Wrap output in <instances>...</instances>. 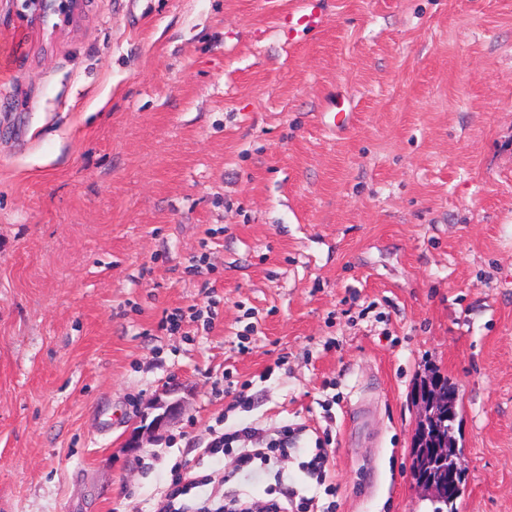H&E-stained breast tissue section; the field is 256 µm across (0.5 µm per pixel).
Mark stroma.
Wrapping results in <instances>:
<instances>
[{
    "label": "stroma",
    "mask_w": 512,
    "mask_h": 512,
    "mask_svg": "<svg viewBox=\"0 0 512 512\" xmlns=\"http://www.w3.org/2000/svg\"><path fill=\"white\" fill-rule=\"evenodd\" d=\"M433 366L457 512H512V0H0V512H156L180 460L264 499L203 456L221 418L304 426L278 467L323 503L299 464L331 434L336 512H423ZM33 24H44L57 17L63 24H72L84 13L87 0H23ZM431 380L436 384H440L441 388L446 390L448 394L443 390L437 389L426 404H420L421 410L418 413V420L426 421L432 419L435 422L438 416L446 413V409L448 412L452 410L455 416H458V413H460V404L457 400L460 395L459 387L451 376L444 374L437 368L428 369L427 373L419 379L415 386L414 402L422 401L427 396ZM454 393L456 399L454 398ZM181 383H172L155 395L146 404L142 413L140 429L133 432L127 443L128 452L134 453L144 448L143 437H158L172 421L178 419L185 410L184 400L178 397ZM152 416L149 424L147 419ZM453 430L449 432V425L446 430L442 432L440 437V443L443 445L440 448H433L430 457V446L427 439H423L417 429H414V435L412 438L410 457V475L413 482L427 478L428 469L426 468L427 458L430 457L431 467H433L439 475L448 471V475H454L456 481L462 484L463 471L462 470V457L461 454L449 455L448 452L453 453L456 450L458 453H462V445H460L459 438L456 435L455 425L453 424ZM451 426V427H452ZM461 471V472H460ZM448 480V488L444 483H437L435 479L424 480L418 484H415L417 490L423 497L440 498L441 500L448 499L456 501L462 492V487L457 483Z\"/></svg>",
    "instance_id": "obj_1"
}]
</instances>
